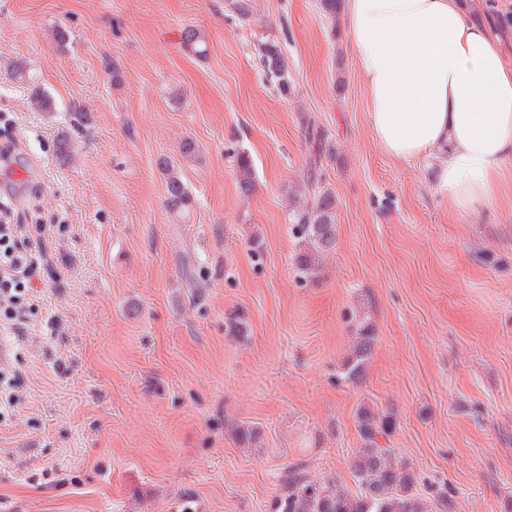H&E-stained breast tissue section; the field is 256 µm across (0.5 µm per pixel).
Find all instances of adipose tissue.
I'll use <instances>...</instances> for the list:
<instances>
[{
  "label": "adipose tissue",
  "mask_w": 512,
  "mask_h": 512,
  "mask_svg": "<svg viewBox=\"0 0 512 512\" xmlns=\"http://www.w3.org/2000/svg\"><path fill=\"white\" fill-rule=\"evenodd\" d=\"M472 0H342L379 148L435 158L436 186L464 218L492 206L512 170V59Z\"/></svg>",
  "instance_id": "obj_1"
}]
</instances>
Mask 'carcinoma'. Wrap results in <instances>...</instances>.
<instances>
[{
	"mask_svg": "<svg viewBox=\"0 0 512 512\" xmlns=\"http://www.w3.org/2000/svg\"><path fill=\"white\" fill-rule=\"evenodd\" d=\"M181 44L196 55L207 51L205 35L195 28L183 30ZM260 51L266 75L276 79L282 93H290L288 64L278 43L268 39L261 44ZM15 74L28 80L35 108L51 111L50 97L32 76L26 75L25 68L15 67ZM234 158L239 191L248 197L256 187L252 162L244 152ZM158 165L166 175L168 211L178 217L189 215L192 198L178 167L166 158L158 159ZM289 207L293 221L291 233L299 243L296 263L308 274L336 247L335 196L327 190L308 195L298 193L289 198ZM376 339L372 318L364 311L359 312L355 316L349 352L340 367L341 375L349 382L362 380ZM357 419L362 446L351 460L358 481L357 491L352 492L332 479H314L297 463L281 476L285 492L274 499L272 512H448L451 508L448 495L439 490L432 501H427L420 493L425 478L412 464L396 457L393 449L381 443L383 439L390 440L394 433V417L363 408L357 413Z\"/></svg>",
	"mask_w": 512,
	"mask_h": 512,
	"instance_id": "1",
	"label": "carcinoma"
}]
</instances>
